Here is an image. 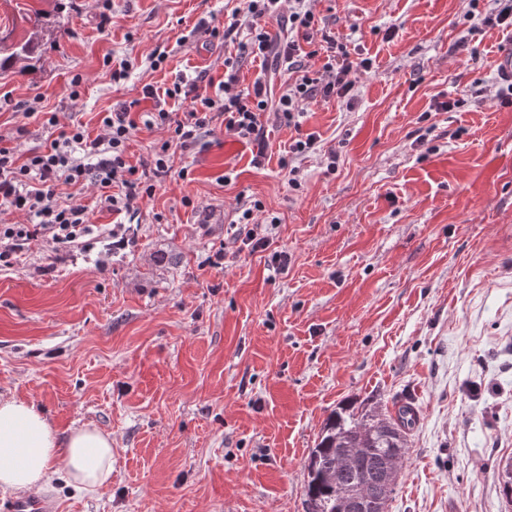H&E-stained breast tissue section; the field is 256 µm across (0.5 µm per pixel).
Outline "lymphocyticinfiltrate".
Returning a JSON list of instances; mask_svg holds the SVG:
<instances>
[{
    "mask_svg": "<svg viewBox=\"0 0 512 512\" xmlns=\"http://www.w3.org/2000/svg\"><path fill=\"white\" fill-rule=\"evenodd\" d=\"M287 16L300 40L273 46L261 27L263 19ZM249 37L242 48L256 58L276 54L293 79L272 96L263 81L252 87L239 86L233 62L224 64L220 96L202 91L197 80H180L166 89L170 99L189 100L183 113L156 104L142 124L167 129L169 137L156 146L142 167L129 165L125 154L139 123L132 117L134 102L120 101L101 119L102 133L90 134L82 124L60 125L56 113L43 115L46 137L39 150L21 155L0 135V207L22 213V224H0V264L12 261L43 240L57 247L81 244L90 235L91 210L64 199V186H94L97 201L108 211L133 212L139 200L152 197L157 178L166 176L176 150L196 146L203 129L223 121L227 131L240 138L263 141L260 117L275 114L287 126L298 125L311 103L328 101L354 88L349 75L354 65L369 68V59L353 62L347 42L322 32L314 12V0H240L224 28H211L209 35L227 41L241 28Z\"/></svg>",
    "mask_w": 512,
    "mask_h": 512,
    "instance_id": "1",
    "label": "lymphocytic infiltrate"
}]
</instances>
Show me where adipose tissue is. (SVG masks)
Wrapping results in <instances>:
<instances>
[{
    "label": "adipose tissue",
    "mask_w": 512,
    "mask_h": 512,
    "mask_svg": "<svg viewBox=\"0 0 512 512\" xmlns=\"http://www.w3.org/2000/svg\"><path fill=\"white\" fill-rule=\"evenodd\" d=\"M84 495L112 479V437L82 426L59 437L34 403L0 397V491L36 493L57 473Z\"/></svg>",
    "instance_id": "ef3b65f1"
}]
</instances>
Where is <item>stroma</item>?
<instances>
[{
    "instance_id": "35a3bbf8",
    "label": "stroma",
    "mask_w": 512,
    "mask_h": 512,
    "mask_svg": "<svg viewBox=\"0 0 512 512\" xmlns=\"http://www.w3.org/2000/svg\"><path fill=\"white\" fill-rule=\"evenodd\" d=\"M237 5L111 0L105 25L102 0H0V45L36 40L0 65V134L26 126L17 146L30 152L42 113L96 135L116 101L152 111L144 86L220 83L237 47L194 26H223ZM467 9L317 0L328 31L372 61L352 73V101L312 104L297 129L264 114L262 151L214 122L137 212L95 210L84 189L85 244L39 240L0 269V396L34 402L59 436L85 424L112 436L111 482L91 497L52 484L58 512H306L327 416L351 399L393 412L406 395L420 418L388 512H512V106L496 98L493 63L512 26L470 30ZM107 57L131 63L124 82ZM473 86L479 96L433 111ZM310 133L319 152L291 158ZM256 200L273 241L252 253L240 217ZM110 224L129 227L126 248Z\"/></svg>"
}]
</instances>
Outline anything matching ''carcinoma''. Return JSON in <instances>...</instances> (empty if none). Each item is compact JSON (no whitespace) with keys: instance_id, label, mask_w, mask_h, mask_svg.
I'll return each mask as SVG.
<instances>
[{"instance_id":"cac0c4a2","label":"carcinoma","mask_w":512,"mask_h":512,"mask_svg":"<svg viewBox=\"0 0 512 512\" xmlns=\"http://www.w3.org/2000/svg\"><path fill=\"white\" fill-rule=\"evenodd\" d=\"M415 423L404 407L392 417L378 405L357 409L349 402L331 413L308 458V512H363L347 503L354 489L371 501L390 500L394 489L384 490L382 478L391 468L402 471ZM348 448L359 449L350 460Z\"/></svg>"}]
</instances>
